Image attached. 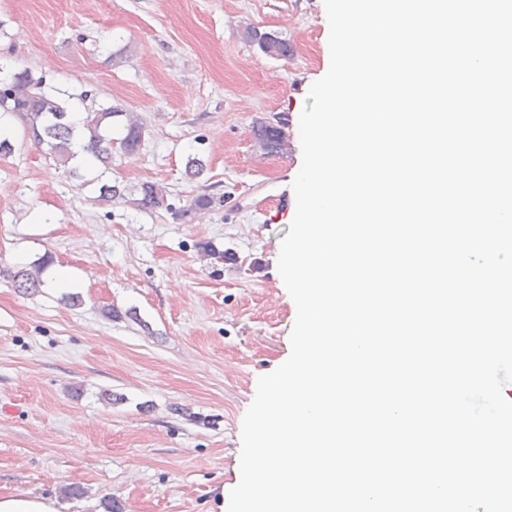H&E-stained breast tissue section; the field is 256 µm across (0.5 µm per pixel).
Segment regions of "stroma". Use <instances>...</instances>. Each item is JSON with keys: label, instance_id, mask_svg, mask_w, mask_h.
Returning a JSON list of instances; mask_svg holds the SVG:
<instances>
[{"label": "stroma", "instance_id": "stroma-1", "mask_svg": "<svg viewBox=\"0 0 512 512\" xmlns=\"http://www.w3.org/2000/svg\"><path fill=\"white\" fill-rule=\"evenodd\" d=\"M249 27L280 32L289 56L263 54ZM328 52L323 0H0L1 60L74 111L86 91L145 125L138 153L113 152L121 194L104 203L97 168L72 177L18 118L0 121L14 146L0 158V268L48 253L69 274L32 295L0 277V492L54 496L60 512H105L107 496L122 512H227L257 381L291 350L276 267L298 120ZM281 115L288 141L271 154L253 128ZM145 182L164 201L139 211L129 197ZM202 194L223 206L190 213Z\"/></svg>", "mask_w": 512, "mask_h": 512}]
</instances>
